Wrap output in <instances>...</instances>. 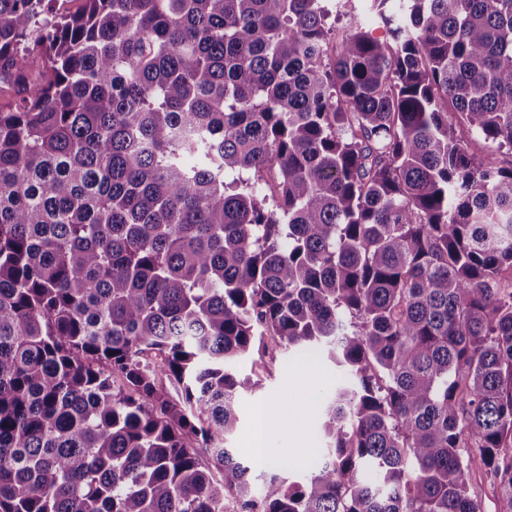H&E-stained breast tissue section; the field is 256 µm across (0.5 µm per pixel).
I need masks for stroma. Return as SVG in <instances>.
Returning <instances> with one entry per match:
<instances>
[{
	"instance_id": "stroma-1",
	"label": "stroma",
	"mask_w": 512,
	"mask_h": 512,
	"mask_svg": "<svg viewBox=\"0 0 512 512\" xmlns=\"http://www.w3.org/2000/svg\"><path fill=\"white\" fill-rule=\"evenodd\" d=\"M320 377L308 382L305 363L291 352H284L265 372L259 387L244 393L239 401V421L228 442L234 454L244 462H251L244 438L252 424L254 409L274 401L284 410L282 418L271 423V448L287 449V458L295 469L291 480L298 481L319 460L325 440L320 428L321 406L336 388L339 374L334 363L326 361L316 365Z\"/></svg>"
}]
</instances>
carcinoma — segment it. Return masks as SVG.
Masks as SVG:
<instances>
[{"mask_svg":"<svg viewBox=\"0 0 512 512\" xmlns=\"http://www.w3.org/2000/svg\"><path fill=\"white\" fill-rule=\"evenodd\" d=\"M70 2L0 0V512L512 509V0ZM264 336L344 379L256 495Z\"/></svg>","mask_w":512,"mask_h":512,"instance_id":"carcinoma-1","label":"carcinoma"}]
</instances>
